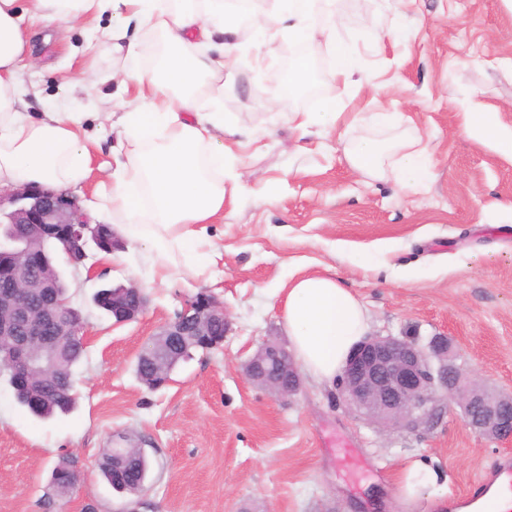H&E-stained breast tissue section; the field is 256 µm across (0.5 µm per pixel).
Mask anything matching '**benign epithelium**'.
Listing matches in <instances>:
<instances>
[{
    "label": "benign epithelium",
    "mask_w": 512,
    "mask_h": 512,
    "mask_svg": "<svg viewBox=\"0 0 512 512\" xmlns=\"http://www.w3.org/2000/svg\"><path fill=\"white\" fill-rule=\"evenodd\" d=\"M0 224L10 226L0 234V248L14 255L11 264L0 268L5 285L0 290V365L11 369L14 389L27 391L75 338L84 335V322L75 319L71 298L58 291L54 279L43 276L52 260L29 233L60 239L68 266L75 270L84 265L90 249L100 247L101 238L76 199L32 184L0 190ZM33 292L41 295L36 310L28 304ZM107 303L117 323L136 319L145 307L143 301L125 306L120 291L107 297ZM61 319L65 324L60 335L43 334L45 323ZM224 320L223 303L199 293L186 300L160 332L163 339L144 345L141 357L158 367L170 359L171 350L187 346L191 339L218 347L224 336L213 335L212 326ZM456 359L453 342L445 335L433 336L424 345L408 336H367L348 357L337 386L346 404L387 427L431 428L454 402L462 409L467 429L491 440H511L512 395L503 399V394L457 368ZM245 374L281 396L300 387L293 356L277 343L259 348L245 365Z\"/></svg>",
    "instance_id": "obj_1"
}]
</instances>
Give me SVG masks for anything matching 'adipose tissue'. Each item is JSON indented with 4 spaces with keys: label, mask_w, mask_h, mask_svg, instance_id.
<instances>
[{
    "label": "adipose tissue",
    "mask_w": 512,
    "mask_h": 512,
    "mask_svg": "<svg viewBox=\"0 0 512 512\" xmlns=\"http://www.w3.org/2000/svg\"><path fill=\"white\" fill-rule=\"evenodd\" d=\"M172 0H34L52 19L78 21L110 12L104 37L121 61L120 85L127 112L124 138L108 179L104 204L88 211L103 222L121 217L119 230L147 245L153 274L167 282L181 269L196 275L218 265L208 226L224 209V114L217 98L202 99L201 87L220 82L237 44L224 41V0H203V9H175ZM18 0H0V188L34 183L52 190L80 186L90 172L88 138L76 113L52 110L32 116L19 90V69L27 53ZM134 19L166 39L157 66L144 64L145 49L127 37ZM472 138L512 154V129L491 113L467 112ZM399 154L397 182L422 181L429 156L417 142L386 144L353 134L350 159L359 170L382 174ZM284 321L297 364L316 382L340 373L366 332L362 303L335 278L311 274L293 281L285 294Z\"/></svg>",
    "instance_id": "ef3b65f1"
}]
</instances>
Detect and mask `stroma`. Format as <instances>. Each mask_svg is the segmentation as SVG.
<instances>
[{
    "label": "stroma",
    "instance_id": "stroma-1",
    "mask_svg": "<svg viewBox=\"0 0 512 512\" xmlns=\"http://www.w3.org/2000/svg\"><path fill=\"white\" fill-rule=\"evenodd\" d=\"M20 5L32 50L21 69L24 98L33 113H83L84 130L99 140L96 169L81 186L93 197L118 142L100 117L120 94L117 59L98 34L112 16L50 23L29 0ZM252 12L272 35L262 57L246 17L227 14V38L243 50L219 91L224 210L209 233L223 265L211 277L177 272L160 284L143 247L124 241L119 261L91 253L95 277L63 267L85 320L79 408L38 420L0 384V512H454L477 477L512 455V443L465 428L456 405L431 429L390 428L350 409L337 386L306 376L297 394L281 397L244 372L263 343L288 341L281 288L321 273L361 301L369 335L447 334L459 364L512 394V156L463 129L467 112L494 113L512 128V0H311L312 19L335 15L336 28L301 49L312 85L340 117L305 137L290 116L313 99L302 89L284 106L268 84L292 47L277 4L253 0ZM335 42L371 84L330 77ZM355 129L379 140L420 137L429 175L403 189L392 176L355 170L345 153ZM109 283L142 288L145 311L114 323L91 301ZM201 292L224 303L223 344L193 351L165 386L147 388L138 353ZM121 436L151 461L136 494L98 474ZM62 460L82 477L64 496L51 479ZM415 460L440 480L408 501L400 469Z\"/></svg>",
    "mask_w": 512,
    "mask_h": 512
}]
</instances>
